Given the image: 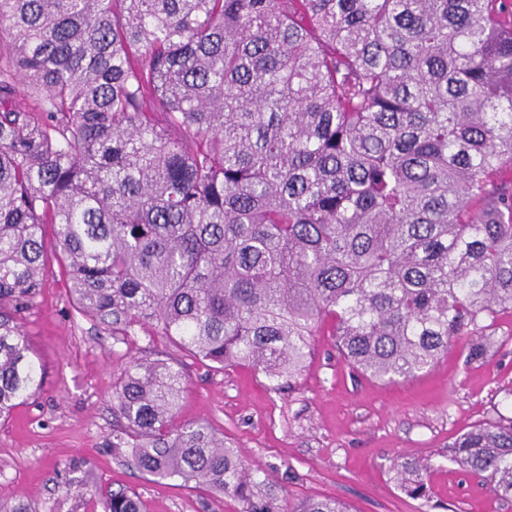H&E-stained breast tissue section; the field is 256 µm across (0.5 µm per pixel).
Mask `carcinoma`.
<instances>
[{"instance_id": "1", "label": "carcinoma", "mask_w": 512, "mask_h": 512, "mask_svg": "<svg viewBox=\"0 0 512 512\" xmlns=\"http://www.w3.org/2000/svg\"><path fill=\"white\" fill-rule=\"evenodd\" d=\"M24 86L33 107L14 103ZM512 0H0V418L41 388L18 323L54 258L76 310L278 389L331 325L349 366L415 378L512 313ZM55 229L48 256L45 226ZM135 357L109 447L141 473L286 506ZM448 460L512 498V421ZM427 466L400 463L409 494ZM102 512H143L126 490Z\"/></svg>"}]
</instances>
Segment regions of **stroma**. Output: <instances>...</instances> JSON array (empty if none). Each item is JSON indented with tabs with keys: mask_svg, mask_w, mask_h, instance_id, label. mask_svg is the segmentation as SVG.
Returning a JSON list of instances; mask_svg holds the SVG:
<instances>
[{
	"mask_svg": "<svg viewBox=\"0 0 512 512\" xmlns=\"http://www.w3.org/2000/svg\"><path fill=\"white\" fill-rule=\"evenodd\" d=\"M43 366V388L0 421V502L27 512H101L98 488H126L143 512H242L239 501L158 479L116 459L112 387L132 350L155 351L186 378L179 423L210 425L269 477L280 502L335 498L352 512H512L448 459V445L487 419L512 418V316H501L485 357L459 341L412 380L355 374L320 334L291 386L273 389L247 366L216 369L159 337L115 343L76 314L68 283L49 263L46 285L19 316ZM404 461L427 463L428 495L395 479Z\"/></svg>",
	"mask_w": 512,
	"mask_h": 512,
	"instance_id": "1",
	"label": "stroma"
}]
</instances>
